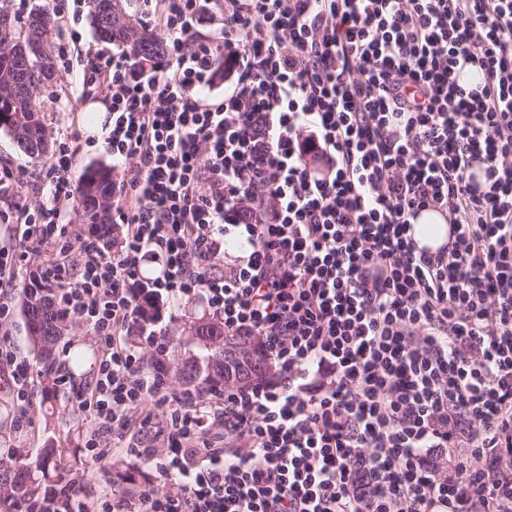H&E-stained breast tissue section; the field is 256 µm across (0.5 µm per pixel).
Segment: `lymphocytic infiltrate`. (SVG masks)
<instances>
[{"instance_id":"f902f5d3","label":"lymphocytic infiltrate","mask_w":512,"mask_h":512,"mask_svg":"<svg viewBox=\"0 0 512 512\" xmlns=\"http://www.w3.org/2000/svg\"><path fill=\"white\" fill-rule=\"evenodd\" d=\"M144 4L162 60L81 62L122 170L121 252L59 222L69 141L37 175L48 205L7 207L22 241L58 244L43 271L97 339L88 447L155 460L171 486L138 512H512V0ZM216 9L222 37L199 41ZM425 210L451 247L418 248ZM148 294L257 337L276 379L174 390L163 337L130 341ZM0 365L31 407L5 335Z\"/></svg>"}]
</instances>
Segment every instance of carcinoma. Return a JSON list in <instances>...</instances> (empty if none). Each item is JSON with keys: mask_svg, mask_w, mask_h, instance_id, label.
<instances>
[{"mask_svg": "<svg viewBox=\"0 0 512 512\" xmlns=\"http://www.w3.org/2000/svg\"><path fill=\"white\" fill-rule=\"evenodd\" d=\"M89 18L95 36L116 46L127 48L143 64L165 53L164 41L143 29L138 12L123 4V0H88ZM24 27L7 11H0V46L20 39ZM47 56L39 60L0 53V130L9 135L19 150L38 161L46 153L47 126L45 122L48 82L53 70L54 42H49ZM33 127L24 138L16 135L20 126ZM105 168L85 172L76 204L91 209L83 214L84 221L100 229L98 237L108 244L112 235V177L101 176ZM51 292L47 308L41 312L48 336L37 333L32 322L36 317L33 293L23 288L19 314L24 322L27 341L39 367L41 404L57 398L61 387V365L56 351L70 332L72 321L58 307L57 285L48 283ZM183 336H168L165 343L171 355L191 345L198 353L185 358L179 369L180 384L187 389L204 393L224 390V342L236 337L224 334V326L210 318H200L184 328ZM77 449L58 440L39 450L30 461L22 449L12 448L0 454V512H85L81 506L86 468L79 467Z\"/></svg>", "mask_w": 512, "mask_h": 512, "instance_id": "obj_1", "label": "carcinoma"}]
</instances>
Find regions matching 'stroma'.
<instances>
[{
    "label": "stroma",
    "instance_id": "35a3bbf8",
    "mask_svg": "<svg viewBox=\"0 0 512 512\" xmlns=\"http://www.w3.org/2000/svg\"><path fill=\"white\" fill-rule=\"evenodd\" d=\"M75 74L56 68L52 88L56 97L48 102L46 123L49 134L50 150H57L63 133H78L81 144L73 166L69 173L72 189H79L85 170L88 167L104 166L111 168L112 158L106 153L102 142L88 143L87 127L91 122V114L96 105L102 104L103 96L97 87L87 88L84 94H77L75 89ZM6 164L24 173L25 178L15 188L16 200L29 207H37L47 201L48 196L42 192L36 182L30 177L31 172L40 168L39 163L22 154L12 139L0 131V165ZM204 309L194 302H174L162 299L160 315L152 323L151 328L163 336L179 335L183 326L202 317ZM89 351L91 362L85 366L84 373L74 375L59 392V398L54 410H46L44 406L34 405L28 415L32 417V428L17 432L14 421L20 408L4 388L7 372H0V446L24 449L29 455H36L39 448L51 438H69L72 446L79 448L80 457L85 463L88 476L87 491L82 499L86 512H102V503L106 496L114 494L113 481L115 474L125 468H133L136 483L131 486V495H138L141 486L159 484L160 478L154 462L130 455H109L102 459H93L92 453L86 446V441L93 428L87 414L78 407L76 395L81 392L93 379L96 370L94 362L98 355V345L90 327L84 322H75L73 329L59 348V360L68 363L78 350Z\"/></svg>",
    "mask_w": 512,
    "mask_h": 512
}]
</instances>
